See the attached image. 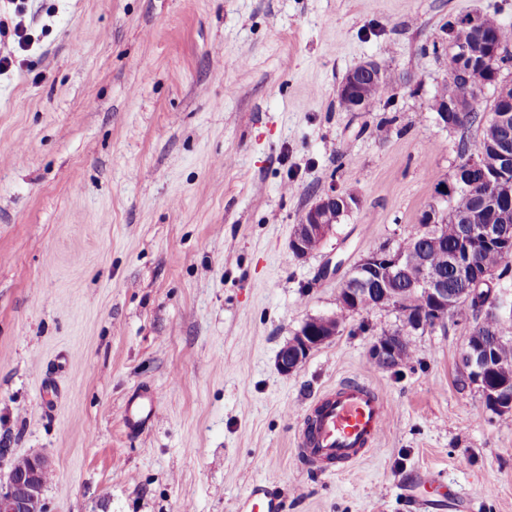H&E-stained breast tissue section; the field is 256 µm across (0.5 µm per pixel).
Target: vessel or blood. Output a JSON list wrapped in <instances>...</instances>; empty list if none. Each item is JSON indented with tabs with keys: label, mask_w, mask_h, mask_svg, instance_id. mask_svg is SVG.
I'll return each mask as SVG.
<instances>
[{
	"label": "vessel or blood",
	"mask_w": 512,
	"mask_h": 512,
	"mask_svg": "<svg viewBox=\"0 0 512 512\" xmlns=\"http://www.w3.org/2000/svg\"><path fill=\"white\" fill-rule=\"evenodd\" d=\"M159 415L151 393L129 399L123 419L130 429L156 420ZM388 422V406L382 395L369 385L351 380L324 393L305 417L300 442L306 462L347 468L373 448ZM280 496L268 484L255 483L240 500L237 512H283Z\"/></svg>",
	"instance_id": "vessel-or-blood-1"
}]
</instances>
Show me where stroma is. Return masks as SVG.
<instances>
[{
    "label": "stroma",
    "instance_id": "obj_1",
    "mask_svg": "<svg viewBox=\"0 0 512 512\" xmlns=\"http://www.w3.org/2000/svg\"><path fill=\"white\" fill-rule=\"evenodd\" d=\"M28 51L0 72V472L51 466L45 512H236L258 481L285 512H512V415L462 384L475 321L418 331L387 368L371 347L400 315H352L301 368L276 357L336 311L343 274L413 233L452 183L459 139L430 107L433 41L512 0H23ZM402 80L387 107L336 99L361 62ZM357 194L319 248L288 243L318 195ZM356 379L387 427L363 460L298 455L302 413ZM159 417L130 431V394Z\"/></svg>",
    "mask_w": 512,
    "mask_h": 512
}]
</instances>
